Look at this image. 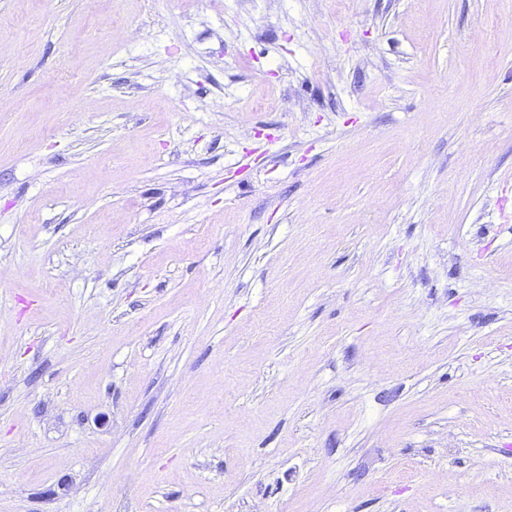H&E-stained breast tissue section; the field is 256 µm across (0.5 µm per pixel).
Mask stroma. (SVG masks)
I'll use <instances>...</instances> for the list:
<instances>
[{
    "mask_svg": "<svg viewBox=\"0 0 512 512\" xmlns=\"http://www.w3.org/2000/svg\"><path fill=\"white\" fill-rule=\"evenodd\" d=\"M0 512H512V0H0Z\"/></svg>",
    "mask_w": 512,
    "mask_h": 512,
    "instance_id": "obj_1",
    "label": "stroma"
}]
</instances>
